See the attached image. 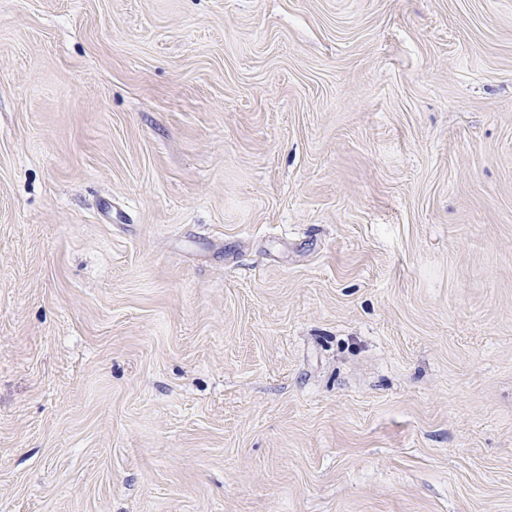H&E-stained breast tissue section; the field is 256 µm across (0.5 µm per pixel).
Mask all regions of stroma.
I'll list each match as a JSON object with an SVG mask.
<instances>
[{"label": "stroma", "mask_w": 512, "mask_h": 512, "mask_svg": "<svg viewBox=\"0 0 512 512\" xmlns=\"http://www.w3.org/2000/svg\"><path fill=\"white\" fill-rule=\"evenodd\" d=\"M0 512H512V0H0Z\"/></svg>", "instance_id": "stroma-1"}]
</instances>
